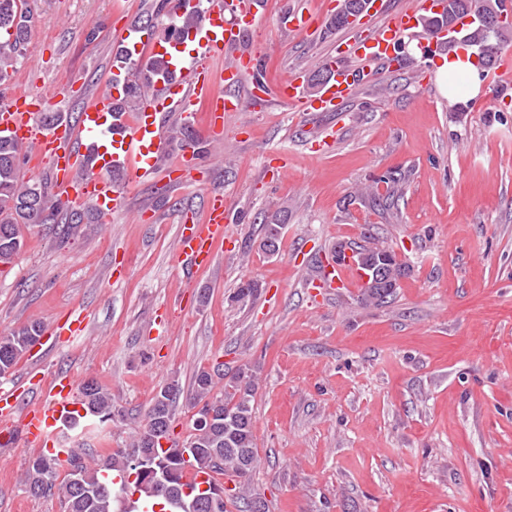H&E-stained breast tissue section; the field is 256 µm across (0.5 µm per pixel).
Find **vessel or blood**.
Here are the masks:
<instances>
[{"label":"vessel or blood","mask_w":512,"mask_h":512,"mask_svg":"<svg viewBox=\"0 0 512 512\" xmlns=\"http://www.w3.org/2000/svg\"><path fill=\"white\" fill-rule=\"evenodd\" d=\"M261 7V0H209L204 14L205 31L193 50L185 53L162 44L153 46V53L167 61L169 74L153 80L155 94L146 101L144 114L137 121L125 124L120 135L112 133V100L104 94L81 112L76 122L51 130L40 122L39 96L12 93L0 105V130L50 161L49 179L56 192L77 189L100 213L112 215L120 204L122 192L108 178V170L119 164L138 179L151 177L157 170L161 133L154 114L175 110L188 120L193 116L194 102L203 98L209 104L210 126L217 132L224 124L225 113L242 109L244 101L235 89L250 74L253 60L252 50L243 43V33L257 21ZM443 9V0H418L417 13L394 16L367 38L351 42L342 55L333 58L331 79L317 94H309L303 75L296 73L273 89V97L305 111L316 104L325 112L338 111L362 80L375 79L382 69L392 66L400 37L414 28L420 14H439ZM222 57L228 60L224 80L231 90L217 96L211 87L209 63ZM103 142L109 148L95 155V171L79 175L74 164L75 148ZM226 210L223 191L215 189L208 195L203 220L181 224L176 252L184 256L190 267L201 269L212 264L214 245L228 230ZM340 274L350 277L352 283L360 281L351 264L339 267L330 261L318 277L320 287H333ZM78 389L75 374L65 372L54 376L43 398L28 406L22 405L13 392L1 390L0 435L8 437L16 433L25 446H42L61 418L77 412L81 403Z\"/></svg>","instance_id":"1"}]
</instances>
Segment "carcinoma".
<instances>
[{
	"label": "carcinoma",
	"mask_w": 512,
	"mask_h": 512,
	"mask_svg": "<svg viewBox=\"0 0 512 512\" xmlns=\"http://www.w3.org/2000/svg\"><path fill=\"white\" fill-rule=\"evenodd\" d=\"M26 0H0V35L6 39L0 42V84L8 82L17 66L26 59L28 44L34 22L32 10L19 9L18 2ZM354 0H341L340 9L331 17L329 26L340 30L348 26L346 16ZM452 15L459 19L466 15L483 14L494 16L501 11L500 0H449ZM201 5L191 6L187 0H158L138 17V23L159 32L161 40H175L181 43L188 39L190 32L202 23ZM512 42L508 31L501 24L489 30L477 24L470 28L461 40L465 46L475 47L481 63L492 68L500 59L502 50ZM118 62L125 65L129 79L123 95L114 107V113L123 116L137 112L143 107L146 81L166 71L165 63L155 57L129 59L118 56ZM23 152V145L11 136H0V265L11 264L24 246L21 226L37 224L49 226L59 244L66 243L78 225L89 219L90 211L78 209L50 193L48 183L20 178L16 161ZM288 216V209L282 207L264 216L265 235L261 246L269 250V245L279 246L282 224ZM402 276V266L393 267L391 277L382 280H369L363 286V299L382 306L393 300L397 282ZM259 294V284L246 280L239 284L233 301L242 305L254 300ZM41 327L33 323L6 336H0V377L13 373L22 353L40 336ZM233 388L225 389L224 376L202 368L195 377L193 394L196 402L220 403L234 414L232 430L224 428V419L217 418L211 424L193 425V433L185 445L175 443L162 448L149 437L150 428L158 424L170 432L173 407L180 395L176 385L168 386L175 397L168 400L159 393L146 413V424L136 434L133 448L146 449L145 470L137 472L129 456L121 453L101 455L108 465L121 469L132 477L128 484L115 490L98 475L99 465H91L86 454L74 452L61 462L50 454L33 458L24 474L25 491L33 497L54 496L58 499L62 512H136L125 497L128 489L140 493L152 504H163V509L171 512H227L226 503H231L237 512H252L251 505L260 496L251 492L249 485L252 474L259 465V458L253 435L254 394L252 375L237 368L232 376ZM83 408L94 412L102 420L112 419V396L96 382L88 381L81 388ZM189 451V459L178 455L179 448ZM67 466L78 473V481L70 474L59 475V468ZM210 474L208 484L217 485L218 475L235 479V486L224 490L226 502L211 509L206 505L199 485L185 480L188 468ZM169 475L164 488L157 487L151 471Z\"/></svg>",
	"instance_id": "1"
}]
</instances>
